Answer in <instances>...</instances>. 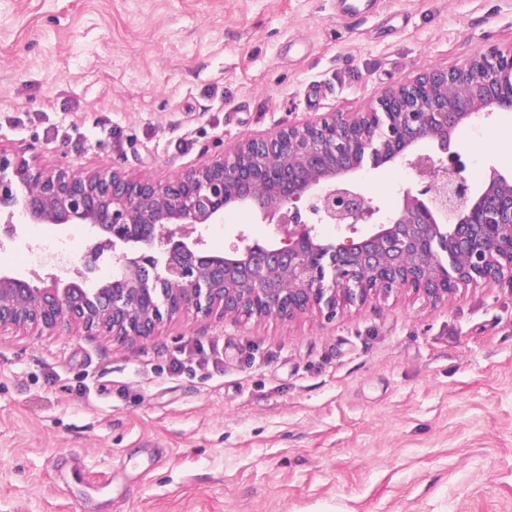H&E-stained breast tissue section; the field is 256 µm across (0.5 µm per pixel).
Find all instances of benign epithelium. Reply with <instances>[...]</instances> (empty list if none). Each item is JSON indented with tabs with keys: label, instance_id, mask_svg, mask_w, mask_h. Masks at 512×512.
Wrapping results in <instances>:
<instances>
[{
	"label": "benign epithelium",
	"instance_id": "1",
	"mask_svg": "<svg viewBox=\"0 0 512 512\" xmlns=\"http://www.w3.org/2000/svg\"><path fill=\"white\" fill-rule=\"evenodd\" d=\"M512 112V51L489 48L454 70H431L382 93L349 119L340 112L249 138L234 152L164 183L119 172L49 171L0 150V224L85 227L96 238L76 278L42 285L0 272V328L78 324L120 343L152 335L166 316L248 312L329 317L374 292L411 288L433 302L461 283L512 288V171L490 166L475 189L464 175L460 128ZM407 164L423 184L387 213L359 173ZM252 212L279 236L222 254L185 229ZM357 238L326 239L301 213ZM112 269L90 280L104 252Z\"/></svg>",
	"mask_w": 512,
	"mask_h": 512
}]
</instances>
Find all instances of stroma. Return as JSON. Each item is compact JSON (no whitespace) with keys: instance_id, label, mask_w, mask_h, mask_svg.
Listing matches in <instances>:
<instances>
[{"instance_id":"1","label":"stroma","mask_w":512,"mask_h":512,"mask_svg":"<svg viewBox=\"0 0 512 512\" xmlns=\"http://www.w3.org/2000/svg\"><path fill=\"white\" fill-rule=\"evenodd\" d=\"M0 0V149L166 181L243 140L477 52L512 50V0ZM470 181L512 167V119L459 133ZM389 212L408 166L359 175ZM273 225L226 213L219 253ZM43 224L0 272L51 274ZM0 512H512V289H411L291 319L185 310L120 344L0 330Z\"/></svg>"}]
</instances>
